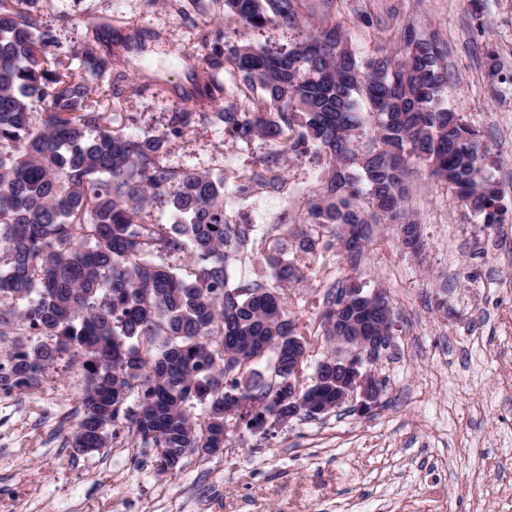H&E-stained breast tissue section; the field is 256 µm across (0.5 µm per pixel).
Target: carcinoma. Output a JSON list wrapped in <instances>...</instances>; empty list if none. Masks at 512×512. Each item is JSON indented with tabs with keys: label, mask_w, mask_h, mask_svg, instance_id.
Segmentation results:
<instances>
[{
	"label": "carcinoma",
	"mask_w": 512,
	"mask_h": 512,
	"mask_svg": "<svg viewBox=\"0 0 512 512\" xmlns=\"http://www.w3.org/2000/svg\"><path fill=\"white\" fill-rule=\"evenodd\" d=\"M38 0H0V336L26 328L0 354V389L39 387L48 366L67 356L86 385L73 448L108 447L109 427L128 420L158 451V471L174 473L187 452L211 456L226 429H265L291 412L286 376L256 386L257 360L298 335L284 298L302 257L321 231L360 265L371 224H411L410 170L425 162L481 223H499L501 192L481 158L480 132L447 105L448 77L438 42L403 38L402 54L359 58L339 23L315 28L283 53L234 46L226 61L255 92L250 112L194 103L170 116V134L196 123L222 126L247 142L265 138L276 155L315 154L327 171L307 201L313 230L298 249L277 238L264 260L269 275L229 286L254 225L227 214L225 189L246 195L283 183L267 166L250 175L213 176L162 164L166 140L139 139L108 126L89 99L92 77L112 74L113 59L92 45L67 53L36 18ZM299 0H224L240 25L298 22ZM78 60L73 67L68 58ZM375 119L370 147L358 152L364 114ZM169 184L176 191L166 194ZM169 223L144 224L154 205ZM186 251L183 276L162 262ZM345 284L325 302L322 331L336 335ZM158 344L144 354L137 340ZM134 399L129 406L127 401ZM205 405L203 419L192 415Z\"/></svg>",
	"instance_id": "obj_1"
}]
</instances>
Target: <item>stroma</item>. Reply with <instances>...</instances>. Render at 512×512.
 <instances>
[{"label": "stroma", "instance_id": "35a3bbf8", "mask_svg": "<svg viewBox=\"0 0 512 512\" xmlns=\"http://www.w3.org/2000/svg\"><path fill=\"white\" fill-rule=\"evenodd\" d=\"M37 18L63 49L116 54L118 74L90 84L91 99L111 95L114 130L166 139L165 165L215 175L259 168L275 147L208 125L170 135V114L206 97L199 73L212 47L284 52L330 18L367 58L400 49L414 29L442 45L448 104L480 131L508 211L503 224L484 226L418 164L409 209L420 255L377 224L354 272L322 235L286 290L290 317L311 343L303 381L331 351L320 326L327 293L351 276L386 288L396 331L373 366L383 392L370 415L349 402L263 432L233 431L222 451L188 454L170 475L158 473L156 449L124 419L108 447L75 452L85 387L77 364L52 367L36 389L0 390V491L22 475L40 490L15 512H512V0H300L297 26L262 29L226 21L224 0H41ZM141 77L150 91L131 92ZM283 166L282 189L225 196L228 213L255 226L231 285L265 273L268 245L305 226L326 164L307 155Z\"/></svg>", "mask_w": 512, "mask_h": 512}]
</instances>
